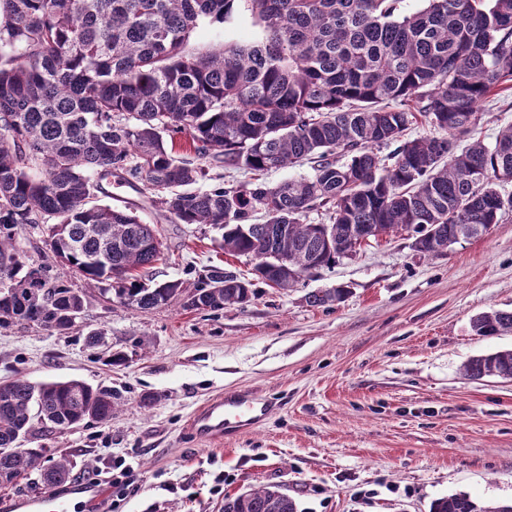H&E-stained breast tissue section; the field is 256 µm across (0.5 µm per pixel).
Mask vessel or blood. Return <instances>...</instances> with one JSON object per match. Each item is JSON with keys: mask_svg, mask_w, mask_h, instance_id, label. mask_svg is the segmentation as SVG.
<instances>
[{"mask_svg": "<svg viewBox=\"0 0 512 512\" xmlns=\"http://www.w3.org/2000/svg\"><path fill=\"white\" fill-rule=\"evenodd\" d=\"M270 412L267 401L252 392L240 390L218 396L199 408L190 420L193 434L210 438H223L228 429L255 426ZM101 488L77 487L70 496L62 497L47 492L39 497L19 503L20 512H74L77 503L84 499L100 497Z\"/></svg>", "mask_w": 512, "mask_h": 512, "instance_id": "b4317fda", "label": "vessel or blood"}]
</instances>
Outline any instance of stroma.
<instances>
[{
	"label": "stroma",
	"instance_id": "stroma-1",
	"mask_svg": "<svg viewBox=\"0 0 512 512\" xmlns=\"http://www.w3.org/2000/svg\"><path fill=\"white\" fill-rule=\"evenodd\" d=\"M112 205L156 224L163 261L148 279L191 284L211 266L250 274L248 258L224 254L208 224L158 221L143 185L113 186ZM87 292L69 334L0 328V380L77 379L112 388L109 424H81L28 439L72 452L71 483L90 482L122 459L140 483L117 512H224V498L276 486L303 512H430L464 492L512 500V380H470L472 357L512 348V333L480 336L472 318L512 310V214L489 234L437 256L393 233L353 258L282 290L257 284L245 308L148 313ZM342 286L322 307L305 296ZM106 334L88 348V330ZM122 345V366L104 361ZM272 404L265 421L221 440L190 435L192 412L240 390Z\"/></svg>",
	"mask_w": 512,
	"mask_h": 512
}]
</instances>
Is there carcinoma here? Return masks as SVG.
I'll return each instance as SVG.
<instances>
[{
	"label": "carcinoma",
	"instance_id": "1",
	"mask_svg": "<svg viewBox=\"0 0 512 512\" xmlns=\"http://www.w3.org/2000/svg\"><path fill=\"white\" fill-rule=\"evenodd\" d=\"M0 0V327L59 335L76 323L85 293L34 264L18 239L39 225L57 262L136 311L247 306L254 281L294 287L351 258L365 239L407 232L412 248L440 254L478 238L512 213V125L494 144L458 142L484 103L512 97V0ZM250 38L188 49L205 24ZM423 117L433 133L407 139ZM189 138L177 157L165 133ZM313 161L309 178L275 186L189 192L214 166L258 174ZM142 181L152 206L175 224L222 231L224 253L255 260L252 278L213 267L187 287L149 285L160 259L154 225L131 208L99 203L101 180ZM322 209L328 222H303ZM263 213L262 224L253 223ZM307 294L315 307L343 298ZM481 336L512 332V311L472 320ZM474 380L512 379V349L463 365ZM0 487L37 476L48 490L74 468L60 448H23L35 426L64 433L112 421L115 397L79 380L3 381ZM224 512H299L264 487L224 497ZM430 512H512L466 493Z\"/></svg>",
	"mask_w": 512,
	"mask_h": 512
}]
</instances>
